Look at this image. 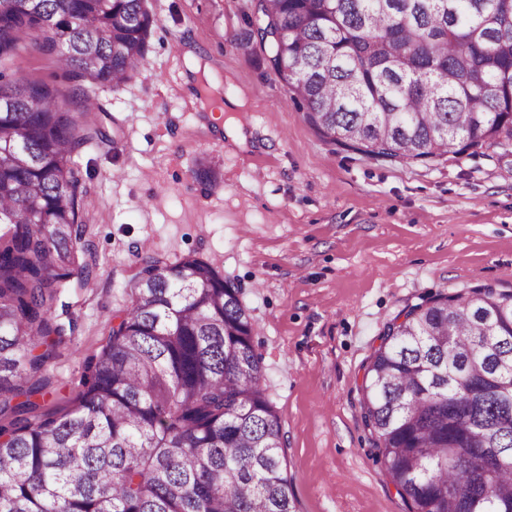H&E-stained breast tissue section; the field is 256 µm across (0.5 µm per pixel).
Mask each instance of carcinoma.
Masks as SVG:
<instances>
[{
	"instance_id": "carcinoma-1",
	"label": "carcinoma",
	"mask_w": 512,
	"mask_h": 512,
	"mask_svg": "<svg viewBox=\"0 0 512 512\" xmlns=\"http://www.w3.org/2000/svg\"><path fill=\"white\" fill-rule=\"evenodd\" d=\"M145 0H0V512H298L240 288L208 261L142 259L72 409L33 397L91 281L75 156L97 87L147 64ZM271 69L320 136L431 166L512 147V0H253ZM31 42L63 78L14 79ZM81 112L82 121L70 107ZM363 421L407 512H512V293L439 294L390 323Z\"/></svg>"
}]
</instances>
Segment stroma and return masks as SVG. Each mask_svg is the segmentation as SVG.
I'll return each instance as SVG.
<instances>
[{"mask_svg":"<svg viewBox=\"0 0 512 512\" xmlns=\"http://www.w3.org/2000/svg\"><path fill=\"white\" fill-rule=\"evenodd\" d=\"M250 4L147 0V66L97 89L110 138L76 158L96 276L68 297L79 330L58 346L38 402L73 407L89 359L132 303L142 256L193 254L241 287L256 323L299 512H406L370 452L364 371L405 308L476 286L512 292V155L423 167L324 141L250 37ZM193 56L207 74L190 68ZM15 72L72 89L31 45ZM209 81L224 106L216 122L202 107ZM202 161L215 184L197 177Z\"/></svg>","mask_w":512,"mask_h":512,"instance_id":"35a3bbf8","label":"stroma"}]
</instances>
